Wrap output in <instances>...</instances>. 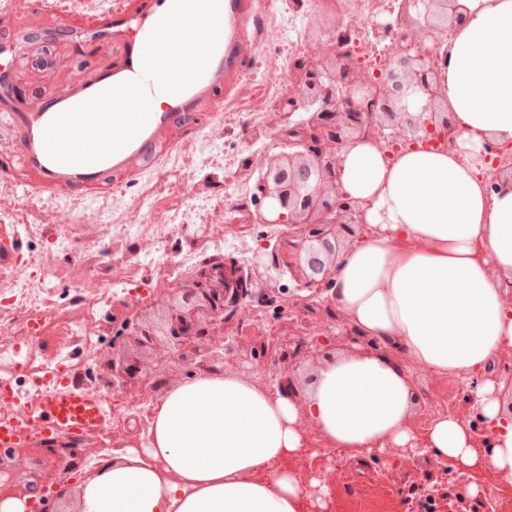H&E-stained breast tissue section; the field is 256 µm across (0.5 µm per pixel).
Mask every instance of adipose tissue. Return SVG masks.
<instances>
[{
  "mask_svg": "<svg viewBox=\"0 0 512 512\" xmlns=\"http://www.w3.org/2000/svg\"><path fill=\"white\" fill-rule=\"evenodd\" d=\"M456 2L461 19L439 72L455 147L388 155L364 141L342 154L343 188L368 204L374 231L340 252L330 296L406 364L356 346L318 361L296 399L234 371L173 382L151 406L145 439L112 449L67 489L73 512H313L330 490L293 463L321 451L358 462L404 448L446 460L470 493L487 469L512 487V415L493 373L512 348V187L489 189L490 148L512 142V0ZM410 365L483 374L472 399L488 448L454 414L415 428Z\"/></svg>",
  "mask_w": 512,
  "mask_h": 512,
  "instance_id": "obj_1",
  "label": "adipose tissue"
}]
</instances>
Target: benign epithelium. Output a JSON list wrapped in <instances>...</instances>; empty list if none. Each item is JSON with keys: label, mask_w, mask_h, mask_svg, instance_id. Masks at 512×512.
<instances>
[{"label": "benign epithelium", "mask_w": 512, "mask_h": 512, "mask_svg": "<svg viewBox=\"0 0 512 512\" xmlns=\"http://www.w3.org/2000/svg\"><path fill=\"white\" fill-rule=\"evenodd\" d=\"M460 15L454 0H401L397 24L373 26L383 45L384 71L374 76L356 56L338 46L339 28H322L317 47L297 60L288 75V95L275 108V137L282 150L251 159L241 170L252 183L246 222L281 228L275 244L253 253L248 272L230 259L208 264L172 283L159 300L135 309L127 318L124 345L97 353L103 375L125 396L136 394L145 376L164 388L178 367L191 363L200 371L224 370L226 327L246 312L255 295L273 299L289 274L296 289L319 298L336 274V256L373 231L362 204L343 189L342 153L355 142L369 141L381 150L416 141L451 146L456 138L448 111L441 104L438 75L446 54L443 36ZM497 154L489 188L512 177L505 162L509 148ZM328 329L285 338L272 327L259 354L240 359L244 370L280 392L297 386L298 360L319 355ZM466 476L438 469L425 499H446L443 487Z\"/></svg>", "instance_id": "obj_1"}]
</instances>
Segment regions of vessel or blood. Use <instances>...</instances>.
<instances>
[{
  "label": "vessel or blood",
  "mask_w": 512,
  "mask_h": 512,
  "mask_svg": "<svg viewBox=\"0 0 512 512\" xmlns=\"http://www.w3.org/2000/svg\"><path fill=\"white\" fill-rule=\"evenodd\" d=\"M171 0H116L113 7L92 15H70L57 10L54 0H39V21L34 29L16 26L12 14L0 15V127L18 162L5 167L8 176L21 179L36 192L65 196L75 201L111 193L113 175L130 178L158 163L174 136L196 131L214 96L224 88V59L237 43L241 0H229L225 14L228 29L222 30L216 52L203 76L178 94L162 95L154 81H146L150 99H162L161 109L151 111L138 135L112 156L86 165L52 160L44 146L45 127L60 113L120 83L140 78L146 40ZM70 42L78 47H99L104 56L82 67L60 91L49 98L21 100L12 80V64L36 48ZM17 417L0 419V449L21 447L26 426L36 421L44 435L79 434L107 425L110 414L101 398L56 375L35 406L18 404Z\"/></svg>",
  "instance_id": "1"
}]
</instances>
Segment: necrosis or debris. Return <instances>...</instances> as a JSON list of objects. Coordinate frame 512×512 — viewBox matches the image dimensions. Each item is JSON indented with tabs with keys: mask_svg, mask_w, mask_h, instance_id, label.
<instances>
[{
	"mask_svg": "<svg viewBox=\"0 0 512 512\" xmlns=\"http://www.w3.org/2000/svg\"><path fill=\"white\" fill-rule=\"evenodd\" d=\"M356 8L347 24L351 35L347 43L359 58L374 60L381 49L371 47L366 38L367 22L384 18L392 0H355ZM282 94L277 81H269L263 95L253 101L243 97L227 99L225 116L242 119L252 151L266 147L268 128L265 111ZM184 197L181 207L141 212L134 206L103 208H49L38 206L31 222L11 225L20 242L41 239L60 244L59 229L68 226L98 225L113 238L123 240L125 249L108 261H101L96 247L89 246L79 257L86 274L78 279L67 297L56 298L52 276L39 256L23 261L11 273L0 294V379L9 381L17 400L35 402L53 373L70 369L75 383L99 395L112 414L121 418L126 407L96 376L93 354L104 333L102 317L112 309V297L131 282L164 270L167 277L194 273L200 266L223 260L225 251L236 249L233 239L224 235V215L211 196L187 190L184 183L174 185ZM206 224L211 234L203 245L192 244L170 253L167 229ZM67 336V343L51 355H34L32 337L48 329Z\"/></svg>",
	"mask_w": 512,
	"mask_h": 512,
	"instance_id": "necrosis-or-debris-1",
	"label": "necrosis or debris"
}]
</instances>
